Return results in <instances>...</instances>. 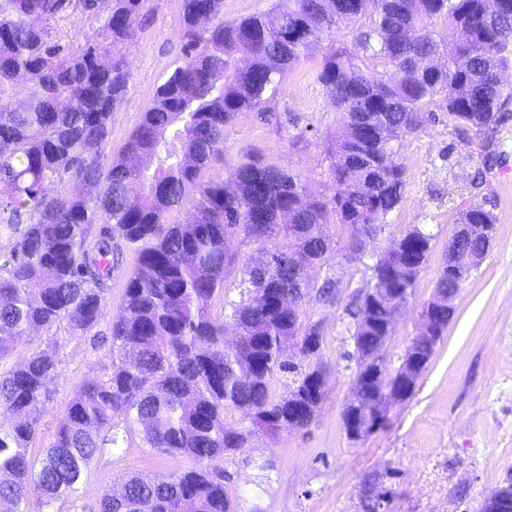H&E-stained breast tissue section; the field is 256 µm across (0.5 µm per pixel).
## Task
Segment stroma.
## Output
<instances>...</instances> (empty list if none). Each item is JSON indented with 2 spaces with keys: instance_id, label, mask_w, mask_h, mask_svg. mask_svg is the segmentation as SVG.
<instances>
[{
  "instance_id": "1",
  "label": "stroma",
  "mask_w": 512,
  "mask_h": 512,
  "mask_svg": "<svg viewBox=\"0 0 512 512\" xmlns=\"http://www.w3.org/2000/svg\"><path fill=\"white\" fill-rule=\"evenodd\" d=\"M148 7L151 23L122 48L132 79L124 103L112 114V134L103 148L108 158L137 127L157 86L183 55L178 0H149ZM320 60V54H313L282 75L270 103L278 123L245 112L225 126L224 155L212 164L211 174H230L256 155L264 164L300 174L312 193L333 195L329 138L340 115L315 80ZM300 129L305 132L301 139L296 136ZM496 140L509 158L489 177L488 187H474L468 178L477 165L478 144L462 141L447 114L436 112L434 119L393 143L406 186L385 233L367 242V256L347 258L349 233L328 219L324 230L333 251L327 263L309 270L303 306L304 320L319 324L323 340L317 354L302 361L303 367L323 370L325 396L307 428L255 440L253 447L224 460L231 475L226 490L238 512H365L375 502L378 512H482L492 494L512 484V365L506 363L512 356V116L499 125ZM486 195L497 216L494 240L463 282L455 314L413 394L389 408L384 427L351 441L343 422L356 375L355 363L345 357L352 348L347 310L369 282L375 255L415 225L435 236L428 266L398 309L384 349L395 360L419 327L420 308L434 296L437 270L460 210ZM136 258L135 250H125L122 272L112 281L93 333L38 329L0 360L1 372L33 350L56 346L52 400L31 444L34 461L42 460L74 391L111 367L110 349L94 348L92 337L109 335ZM330 277L336 280L338 299L327 305L317 291ZM187 464L186 458L144 447L135 434L118 452L91 462L76 495L49 507L34 495L27 510L99 512L103 491L128 475L154 479Z\"/></svg>"
}]
</instances>
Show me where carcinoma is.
I'll return each mask as SVG.
<instances>
[{
	"label": "carcinoma",
	"mask_w": 512,
	"mask_h": 512,
	"mask_svg": "<svg viewBox=\"0 0 512 512\" xmlns=\"http://www.w3.org/2000/svg\"><path fill=\"white\" fill-rule=\"evenodd\" d=\"M146 2L109 0L100 13L97 0H0V186L7 190L0 230L18 234L0 264V359L33 329L64 323L92 330L124 248L134 245L138 254L111 328V369L74 392L38 468L28 443L50 400L55 347L0 373V407L26 416L0 428L6 512H27L33 491L47 506L77 492L91 461L118 447L122 431L194 467L149 483L130 476L103 492L100 512H236L225 490L230 475L216 462L260 436L308 426L324 397L312 390L322 370H300L280 348L293 336L306 346L303 357L320 350L321 333L283 303L291 297L302 308L308 267L328 257L327 214L348 228L355 246L385 232L406 184L391 142L418 129L433 104L480 140L475 185L504 159L494 133L512 98L502 80L512 67V0H291L286 11L234 21L224 20V0H179L184 58L157 86L119 154L104 163L96 152L112 134V112L131 80L120 47L151 22ZM70 9L92 20V36L77 47L50 27ZM368 11L375 26L352 48L330 47L316 73L341 114L331 145L332 197L318 198L300 175L253 158L227 178H204L223 155L224 127L261 109L276 93L277 76L318 50L324 33ZM439 16L459 41L433 72L428 63L440 45L432 21ZM370 58L389 70L368 66ZM65 180L98 193L63 196L56 185ZM192 189L190 220L167 223ZM99 221V234L90 236ZM457 223L465 228L448 242L435 280V294L450 303L462 281L448 266L485 257L495 216L482 200ZM403 238L407 251L382 253L351 312L356 352L378 355L391 336L388 309L371 308V292L399 288L400 298L409 297L427 267L434 236L414 226ZM269 239L281 240L274 253L262 248ZM251 245L258 256L239 268L244 296L227 302L238 344L227 345L211 307L224 295L226 271ZM412 350L424 368L435 346L417 338ZM290 374L288 395L273 399L271 382ZM373 374L374 389L355 386L346 408L379 429L386 414L366 411L364 401L374 393L400 403L404 397L390 364L361 366V378ZM228 409L242 419L226 422Z\"/></svg>",
	"instance_id": "carcinoma-1"
}]
</instances>
